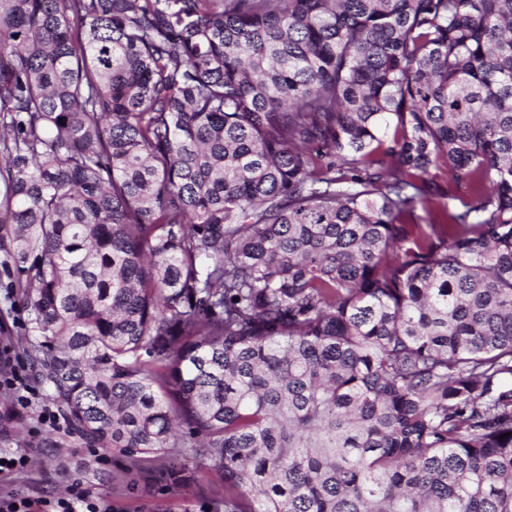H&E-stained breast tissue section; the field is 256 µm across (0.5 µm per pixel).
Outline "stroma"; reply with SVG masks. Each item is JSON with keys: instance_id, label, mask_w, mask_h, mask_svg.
<instances>
[{"instance_id": "1", "label": "stroma", "mask_w": 512, "mask_h": 512, "mask_svg": "<svg viewBox=\"0 0 512 512\" xmlns=\"http://www.w3.org/2000/svg\"><path fill=\"white\" fill-rule=\"evenodd\" d=\"M27 313L20 302L0 287V453L25 455L24 468L0 475V499L25 498L33 502L67 496L75 483L120 512H198L203 497L224 493L222 478L198 467L194 483L161 491L140 484L134 495L122 492L124 474L111 458L85 448L68 424H54L43 417L51 405L44 389L34 383L17 342L24 333ZM15 371L25 388H11L4 373ZM28 407H21L20 397Z\"/></svg>"}]
</instances>
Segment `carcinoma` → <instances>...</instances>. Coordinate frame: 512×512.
I'll list each match as a JSON object with an SVG mask.
<instances>
[{"instance_id":"cac0c4a2","label":"carcinoma","mask_w":512,"mask_h":512,"mask_svg":"<svg viewBox=\"0 0 512 512\" xmlns=\"http://www.w3.org/2000/svg\"><path fill=\"white\" fill-rule=\"evenodd\" d=\"M0 251L200 512H512V0H0Z\"/></svg>"}]
</instances>
